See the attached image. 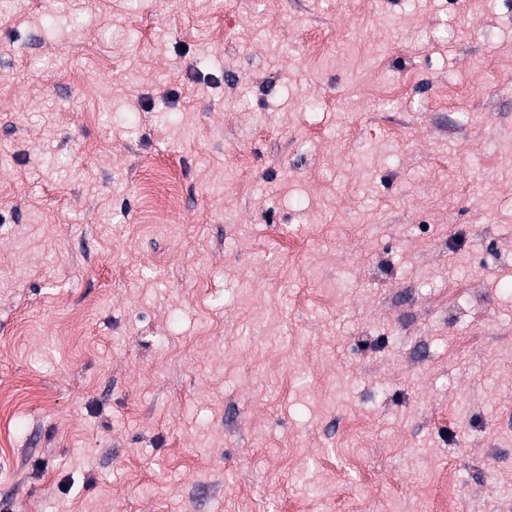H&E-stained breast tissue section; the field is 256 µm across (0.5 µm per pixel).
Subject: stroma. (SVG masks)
<instances>
[{
  "mask_svg": "<svg viewBox=\"0 0 512 512\" xmlns=\"http://www.w3.org/2000/svg\"><path fill=\"white\" fill-rule=\"evenodd\" d=\"M0 347V512H512V0H17Z\"/></svg>",
  "mask_w": 512,
  "mask_h": 512,
  "instance_id": "35a3bbf8",
  "label": "stroma"
}]
</instances>
